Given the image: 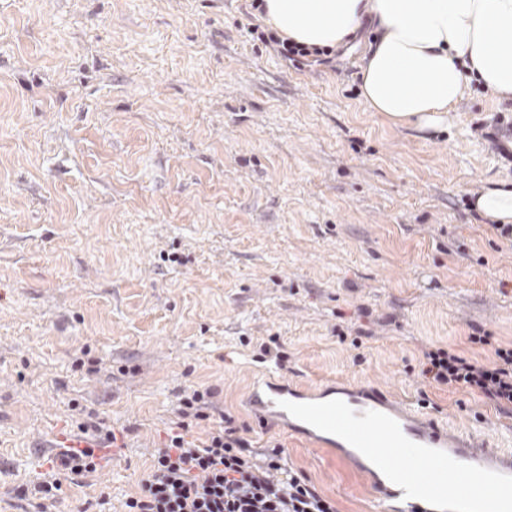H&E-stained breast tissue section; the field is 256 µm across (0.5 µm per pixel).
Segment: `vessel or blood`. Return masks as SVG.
Masks as SVG:
<instances>
[{
	"instance_id": "b4317fda",
	"label": "vessel or blood",
	"mask_w": 512,
	"mask_h": 512,
	"mask_svg": "<svg viewBox=\"0 0 512 512\" xmlns=\"http://www.w3.org/2000/svg\"><path fill=\"white\" fill-rule=\"evenodd\" d=\"M342 397L356 414L375 410L394 418L403 434L411 441L439 449L457 461L480 466L512 476V448L491 444L488 438L471 430L448 425L424 412L412 401L395 400L379 383L335 390L318 391L283 377L276 369L260 372L252 381L250 400L260 421L274 419L284 423L291 434L307 440L313 447L327 448L366 477L373 497L375 512H436L435 508L417 498L405 497L402 488L383 473L357 449L338 436L319 431L292 417L280 406L281 401L296 403L323 402Z\"/></svg>"
}]
</instances>
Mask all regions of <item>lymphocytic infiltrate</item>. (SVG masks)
<instances>
[{
	"instance_id": "lymphocytic-infiltrate-1",
	"label": "lymphocytic infiltrate",
	"mask_w": 512,
	"mask_h": 512,
	"mask_svg": "<svg viewBox=\"0 0 512 512\" xmlns=\"http://www.w3.org/2000/svg\"><path fill=\"white\" fill-rule=\"evenodd\" d=\"M471 344L493 346V361L465 357L449 348L421 345V376L438 386H459L477 392L500 409L512 410V346L492 345L489 335L470 336ZM217 393L191 389L180 400L176 433L155 449L125 512H337L304 474L287 467L286 451L276 442L254 445L234 417L221 414L204 437L191 439V426L209 420ZM91 435L90 448H67L50 457L52 477L39 485L36 512H54L62 480L72 484L98 470L95 447L108 448L115 433L99 421L79 423Z\"/></svg>"
}]
</instances>
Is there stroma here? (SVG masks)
Listing matches in <instances>:
<instances>
[{"instance_id":"obj_1","label":"stroma","mask_w":512,"mask_h":512,"mask_svg":"<svg viewBox=\"0 0 512 512\" xmlns=\"http://www.w3.org/2000/svg\"><path fill=\"white\" fill-rule=\"evenodd\" d=\"M266 29L251 0H0V512L76 403L121 462L63 483L58 512H122L192 387L338 512H373L350 464L256 419L272 336L289 379L379 382L512 438L480 395L425 382L418 350L512 344V241L471 206L512 187L477 127L512 105L472 87L424 138L365 103L368 40L300 70Z\"/></svg>"}]
</instances>
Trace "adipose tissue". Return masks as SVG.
I'll return each instance as SVG.
<instances>
[{"label": "adipose tissue", "instance_id": "adipose-tissue-1", "mask_svg": "<svg viewBox=\"0 0 512 512\" xmlns=\"http://www.w3.org/2000/svg\"><path fill=\"white\" fill-rule=\"evenodd\" d=\"M265 20L306 46L345 42L364 15L381 36L361 72L370 107L394 125L437 131L472 81L512 99V0H265ZM472 205L512 223V188L476 191Z\"/></svg>", "mask_w": 512, "mask_h": 512}]
</instances>
